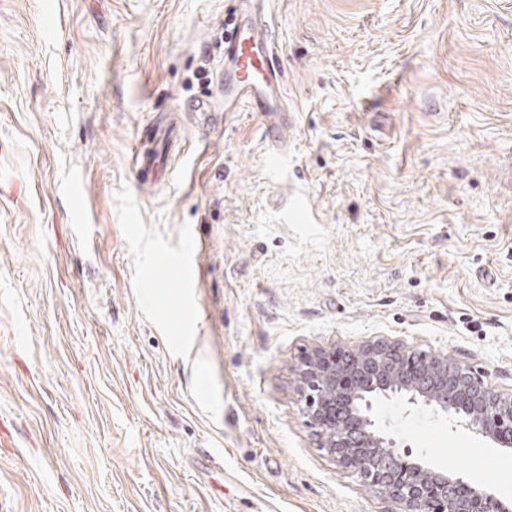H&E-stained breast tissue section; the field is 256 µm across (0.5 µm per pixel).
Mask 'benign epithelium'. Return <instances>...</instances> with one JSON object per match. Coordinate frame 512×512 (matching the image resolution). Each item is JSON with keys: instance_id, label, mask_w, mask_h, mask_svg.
<instances>
[{"instance_id": "benign-epithelium-1", "label": "benign epithelium", "mask_w": 512, "mask_h": 512, "mask_svg": "<svg viewBox=\"0 0 512 512\" xmlns=\"http://www.w3.org/2000/svg\"><path fill=\"white\" fill-rule=\"evenodd\" d=\"M307 411L338 465L402 506V512H512V502L451 470L425 466L376 425L373 401L395 397L448 416L464 429L512 447V392L485 372L438 354L376 341L345 354L319 352L306 363Z\"/></svg>"}]
</instances>
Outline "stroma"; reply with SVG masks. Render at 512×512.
<instances>
[{"label": "stroma", "instance_id": "obj_1", "mask_svg": "<svg viewBox=\"0 0 512 512\" xmlns=\"http://www.w3.org/2000/svg\"><path fill=\"white\" fill-rule=\"evenodd\" d=\"M231 9L0 0L12 512H401L328 454L307 357L395 341L512 391V0H273L295 113L275 176L262 117L218 90ZM196 99L222 125L185 117L169 182L141 189L138 134ZM190 245L189 286L171 256ZM375 411L512 500V448Z\"/></svg>", "mask_w": 512, "mask_h": 512}]
</instances>
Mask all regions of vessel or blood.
Wrapping results in <instances>:
<instances>
[{
	"mask_svg": "<svg viewBox=\"0 0 512 512\" xmlns=\"http://www.w3.org/2000/svg\"><path fill=\"white\" fill-rule=\"evenodd\" d=\"M268 5L269 0H236L234 9L244 20L224 42V70L229 76L224 99L231 108L243 106L264 117L263 135L269 144V156L277 163L288 153L289 110ZM182 109L193 114L199 127L208 128L218 122L217 113L207 101L194 100L183 104ZM183 141L180 128L173 125L139 136L132 148L136 179L164 184L168 174L162 154L179 152Z\"/></svg>",
	"mask_w": 512,
	"mask_h": 512,
	"instance_id": "1",
	"label": "vessel or blood"
}]
</instances>
